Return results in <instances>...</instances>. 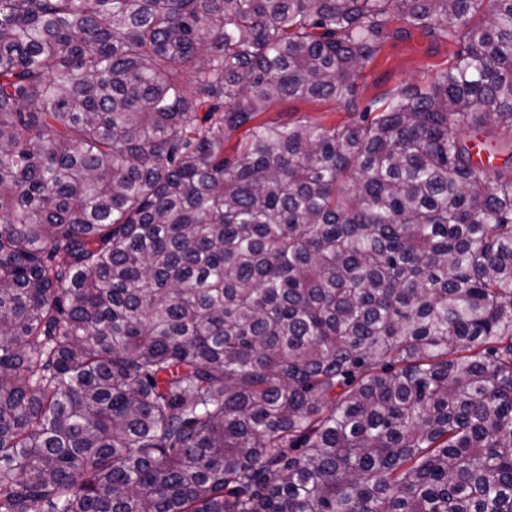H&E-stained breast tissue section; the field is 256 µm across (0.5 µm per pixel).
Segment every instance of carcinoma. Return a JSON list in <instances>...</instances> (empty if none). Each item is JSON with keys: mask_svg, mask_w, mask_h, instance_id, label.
<instances>
[{"mask_svg": "<svg viewBox=\"0 0 512 512\" xmlns=\"http://www.w3.org/2000/svg\"><path fill=\"white\" fill-rule=\"evenodd\" d=\"M0 512H512V0H0ZM455 48L436 43L418 31L409 37L387 42L381 52L366 63L356 82L360 105L379 98L404 82H417L446 64ZM352 114L331 100H287L263 112L255 122L311 121L323 126H340L351 122Z\"/></svg>", "mask_w": 512, "mask_h": 512, "instance_id": "obj_1", "label": "carcinoma"}]
</instances>
